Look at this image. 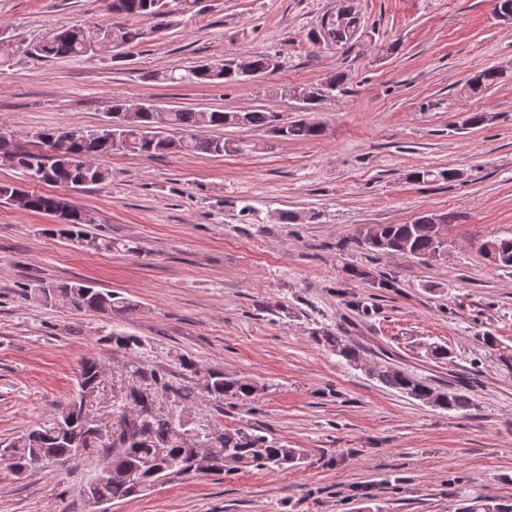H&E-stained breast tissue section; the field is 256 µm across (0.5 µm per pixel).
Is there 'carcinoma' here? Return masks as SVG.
<instances>
[{
  "label": "carcinoma",
  "instance_id": "carcinoma-1",
  "mask_svg": "<svg viewBox=\"0 0 512 512\" xmlns=\"http://www.w3.org/2000/svg\"><path fill=\"white\" fill-rule=\"evenodd\" d=\"M196 0H112V11L126 17L155 18L168 14V24L192 8ZM336 11L346 17V24L327 15L320 29L311 38L326 34L334 46L352 42L362 28V19L354 7V0H337ZM108 28L97 22L61 27L43 40L30 45L26 53L45 60L86 59L88 45L97 39L104 40ZM280 67L279 56L268 53H232L213 59L205 64L177 68L161 74V79L171 83H222L238 85L252 78L270 74ZM495 68H487L470 76L463 85L468 94L488 90L499 78ZM345 75L340 72L326 83L312 87L309 104H315L335 94L344 84ZM274 115L262 110L247 111H192L166 110L151 102L142 103L138 111H130L126 103L117 100L112 105L111 120L105 123L107 130H72L73 136L66 142L60 134L46 129L34 135L32 147H18L0 132V156L8 158L10 165L19 170L27 180H36L59 186L101 184L112 178V170L100 164L88 170L75 163V157L91 154L108 156L115 152L153 156L177 149L187 153H208L222 156L245 149L253 151L239 141L206 138L198 131L213 126L266 127L271 133L281 131L283 138L297 141L315 140L322 135V127L306 118L279 124ZM167 130L181 134L178 142L169 136H161ZM459 177L456 170L448 168L434 172L428 169L413 171L408 178L417 183L443 180L452 182ZM0 203L16 206L34 213L52 215L61 213L59 234L70 240H80L83 248L95 252L124 251L135 253L138 247L110 238H101L90 232L93 217L86 211L72 206L57 194L35 193L9 182H0ZM451 217L424 215L419 223L374 224L365 230L372 235L371 242L359 239V246L374 255H400L422 259L432 253L444 234ZM493 245L498 265L512 268V237L496 238L482 244V249ZM25 294L51 307L68 308L78 312H91L103 316L124 315L136 309L130 299L117 292H102L89 285L52 282L27 284ZM313 340L328 351L342 358L347 364L363 363L361 348L342 332H312ZM483 343L499 352V361L512 369V349L501 347L496 337L488 334ZM100 342L114 350L136 354L142 347L141 338L114 330L101 336ZM173 358L189 373L188 384L176 387L166 373L148 368L140 362L133 364V383L125 394L126 404L138 407L140 416L135 420L122 417L119 426L103 440L91 433L86 422V411L77 400H71L60 411L57 422L50 427L32 428L0 442V462L5 463L18 478L47 465H66L81 454L97 448L112 449L107 460L110 474H100L89 480L83 488V497L94 509L115 499L148 496L158 484L172 474H188L198 470L195 460L208 461L206 470L228 474L241 469L276 470L295 465L301 460V450L288 448L270 440L263 431L250 428H221L199 432L193 428L190 408L174 416H165L157 408L158 395L163 394L177 403L189 402L195 397L222 403L233 400L245 404L261 391L265 384L247 377H228L224 371L206 368L191 357L176 353ZM101 363L95 357L85 359L78 369V385L96 381ZM371 377L383 386L415 400L426 402L433 399L434 406L445 410H467L472 405L470 397L458 388H440L431 380L408 373L385 360L371 365ZM466 512H512V506L498 502L495 496L480 497L479 504L471 505Z\"/></svg>",
  "mask_w": 512,
  "mask_h": 512
}]
</instances>
